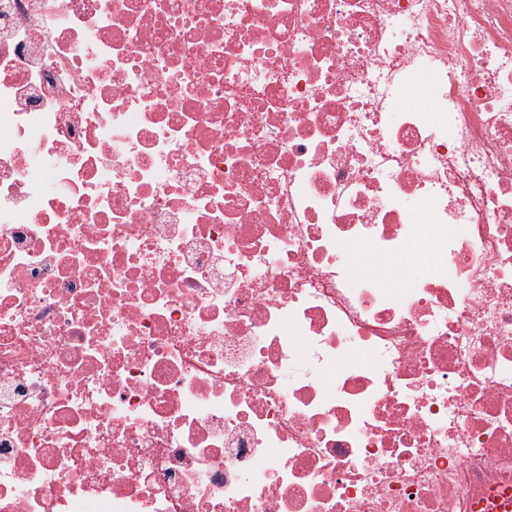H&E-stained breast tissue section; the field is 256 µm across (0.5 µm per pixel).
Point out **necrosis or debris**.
<instances>
[{
    "label": "necrosis or debris",
    "instance_id": "obj_1",
    "mask_svg": "<svg viewBox=\"0 0 512 512\" xmlns=\"http://www.w3.org/2000/svg\"><path fill=\"white\" fill-rule=\"evenodd\" d=\"M505 489L512 0H0V512Z\"/></svg>",
    "mask_w": 512,
    "mask_h": 512
}]
</instances>
